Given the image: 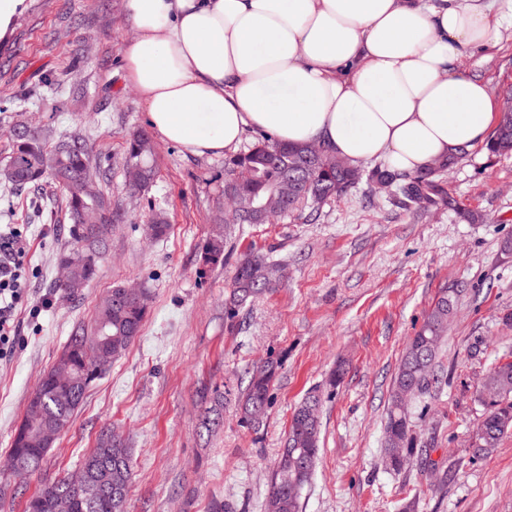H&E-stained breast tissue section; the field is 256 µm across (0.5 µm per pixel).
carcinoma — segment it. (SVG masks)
Returning a JSON list of instances; mask_svg holds the SVG:
<instances>
[{
  "label": "carcinoma",
  "mask_w": 512,
  "mask_h": 512,
  "mask_svg": "<svg viewBox=\"0 0 512 512\" xmlns=\"http://www.w3.org/2000/svg\"><path fill=\"white\" fill-rule=\"evenodd\" d=\"M488 150L498 156L512 155V86L504 90L498 110V122L488 141ZM468 151L418 172H398L387 167L366 170L328 150L313 155L308 145L289 146L273 136L258 132L247 149L224 159V194L248 197L255 206L254 216L229 206L224 211L226 224H264L272 217L304 216L310 222L320 218L321 208L334 197L348 194L357 185L389 183L394 200L407 212L414 213L421 201L465 213L462 204L444 186L443 174ZM16 156V176L4 179L20 188L51 180L62 190L66 200L72 248L59 254L58 262L73 253L88 256L73 283L57 281L54 289L68 297H76L97 275L98 260L112 230V209L108 199L100 194L87 196L81 182L99 179L110 163L92 157L78 137L54 138L52 131L40 128L27 137L12 131V150ZM239 169H247L251 178L234 181ZM125 186L130 190H145L153 182L156 170L154 146L149 135L135 131L130 135L124 160ZM200 261L205 267L227 263L230 249L220 234L211 235L199 246ZM281 268L268 257L246 252L236 260L225 300L224 316L230 330L240 326V312L254 298L273 287ZM455 293L443 289L427 312L425 319L407 344L401 357L389 399L384 424L385 461L395 471L413 460L420 461L422 470L436 469L428 458V448L412 425L408 402L427 394L439 384L435 359L448 332V321L456 312ZM148 311L145 294L133 299L126 288L116 286L103 296L96 308L91 335L112 337V360L121 357L137 338ZM88 335L77 329L58 362H68L80 374L91 375L90 381L78 382L69 389L59 387L51 368L40 380L35 392L40 397L38 410L26 406L22 424L25 433L15 437L7 456V471L16 477L31 476L41 470L49 448L38 443L37 427L54 425L65 430L75 411L82 404L91 382L98 379L111 364L101 360L95 351L85 348ZM279 362L268 360L247 371L249 381L238 400L239 422L257 431L272 403L271 387ZM478 402L483 407L481 433L472 443L473 453L484 456L497 447L502 437L512 432V360L495 364L479 389ZM322 395H308L293 411L284 448L275 467L264 503V512H302L301 493L310 483L321 449L320 407ZM95 465L94 481L77 486L63 476L44 485L34 495L40 507L37 512H53L59 498L73 504V512H124L132 480V456L125 439L114 433L112 440L100 436L96 448L85 454L82 465Z\"/></svg>",
  "instance_id": "obj_1"
}]
</instances>
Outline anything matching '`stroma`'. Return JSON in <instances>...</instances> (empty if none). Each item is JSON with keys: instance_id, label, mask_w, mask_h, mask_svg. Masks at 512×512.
<instances>
[{"instance_id": "obj_1", "label": "stroma", "mask_w": 512, "mask_h": 512, "mask_svg": "<svg viewBox=\"0 0 512 512\" xmlns=\"http://www.w3.org/2000/svg\"><path fill=\"white\" fill-rule=\"evenodd\" d=\"M126 0H25L0 38V161L18 120L80 137L112 167L97 183L111 201L112 230L99 271L79 297L56 294L57 256L70 243L69 216L53 184L15 189L0 180V225L28 241L27 288L39 316L17 308L11 355L0 361V512H25L48 482L71 474L101 431L132 450L126 512H264L272 468L295 406L337 361L347 371L320 411L323 450L302 493L303 512H512V434L485 456L471 452L483 408L475 391L493 362L512 357V156L471 148L445 176L447 190L477 214L444 207L412 214L391 195L359 185L329 201L316 222L288 219L225 226L224 158L195 156L155 140L148 189L125 186L126 141L149 130L141 98L125 77L132 36ZM496 48L462 65L483 77L492 100L512 83V0H497ZM156 213L167 234L149 238ZM226 230L235 254L255 250L285 264V276L247 307L241 329L224 318L233 263L203 268L198 248ZM122 284L145 292L148 312L125 355L88 390L70 427L27 479L4 470L30 395L69 336L90 327L98 301ZM459 289L457 312L438 352L447 384L408 410L430 457L456 474L434 488L417 465L396 472L382 454L383 425L403 350L440 289ZM282 366L264 426H240L234 401L245 369L267 358Z\"/></svg>"}]
</instances>
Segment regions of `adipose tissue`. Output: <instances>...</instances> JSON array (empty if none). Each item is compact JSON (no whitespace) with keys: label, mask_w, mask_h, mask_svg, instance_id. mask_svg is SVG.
I'll return each instance as SVG.
<instances>
[{"label":"adipose tissue","mask_w":512,"mask_h":512,"mask_svg":"<svg viewBox=\"0 0 512 512\" xmlns=\"http://www.w3.org/2000/svg\"><path fill=\"white\" fill-rule=\"evenodd\" d=\"M126 77L161 140L235 150L252 129L317 141L400 172L482 143L486 82L461 68L495 47L491 0H127Z\"/></svg>","instance_id":"obj_1"}]
</instances>
